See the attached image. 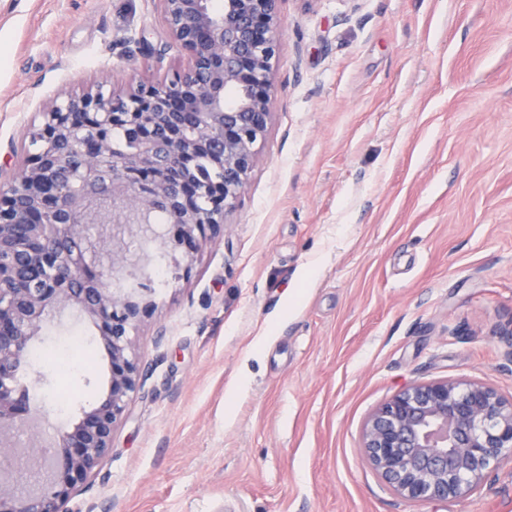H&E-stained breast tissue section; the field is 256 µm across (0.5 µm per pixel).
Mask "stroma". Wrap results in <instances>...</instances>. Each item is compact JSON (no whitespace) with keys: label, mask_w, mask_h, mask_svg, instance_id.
I'll use <instances>...</instances> for the list:
<instances>
[{"label":"stroma","mask_w":512,"mask_h":512,"mask_svg":"<svg viewBox=\"0 0 512 512\" xmlns=\"http://www.w3.org/2000/svg\"><path fill=\"white\" fill-rule=\"evenodd\" d=\"M271 121L224 232L139 327L141 388L69 512H512V467L411 501L364 457L406 385L512 395V0H281ZM154 0H0V163L63 91L185 62ZM95 352L59 374L40 352ZM32 406L68 425L105 389L95 328L32 348Z\"/></svg>","instance_id":"35a3bbf8"}]
</instances>
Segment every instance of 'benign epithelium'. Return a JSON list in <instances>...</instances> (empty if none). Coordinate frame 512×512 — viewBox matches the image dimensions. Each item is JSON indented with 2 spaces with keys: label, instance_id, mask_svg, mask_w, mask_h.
<instances>
[{
  "label": "benign epithelium",
  "instance_id": "1",
  "mask_svg": "<svg viewBox=\"0 0 512 512\" xmlns=\"http://www.w3.org/2000/svg\"><path fill=\"white\" fill-rule=\"evenodd\" d=\"M155 2L186 62L125 94L98 84L51 103L29 128L23 162L0 181V462L19 458L30 414L20 370L47 320L85 318L109 365L96 403L51 446L32 441V463L0 475V512H68L109 455L139 389L138 329L156 296L147 269L163 256L131 242L157 240L192 260L182 248L224 231L268 129L281 0ZM202 158L217 173L184 179L182 165ZM362 448L406 499L465 498L512 465V397L482 381L413 383L371 415Z\"/></svg>",
  "mask_w": 512,
  "mask_h": 512
}]
</instances>
